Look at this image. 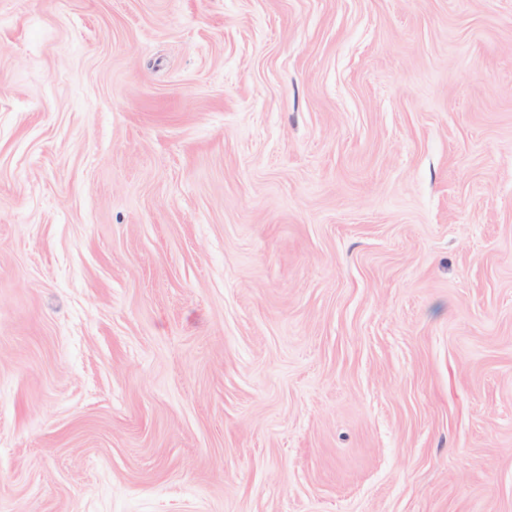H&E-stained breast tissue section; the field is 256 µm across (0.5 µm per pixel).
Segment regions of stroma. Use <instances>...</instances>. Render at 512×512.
I'll list each match as a JSON object with an SVG mask.
<instances>
[{
	"label": "stroma",
	"mask_w": 512,
	"mask_h": 512,
	"mask_svg": "<svg viewBox=\"0 0 512 512\" xmlns=\"http://www.w3.org/2000/svg\"><path fill=\"white\" fill-rule=\"evenodd\" d=\"M0 512H512V0H0Z\"/></svg>",
	"instance_id": "obj_1"
}]
</instances>
